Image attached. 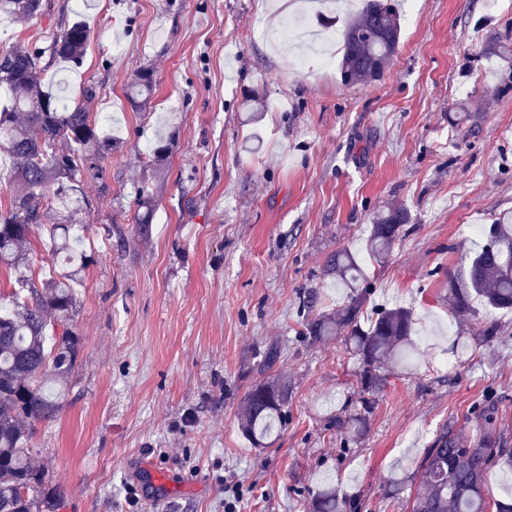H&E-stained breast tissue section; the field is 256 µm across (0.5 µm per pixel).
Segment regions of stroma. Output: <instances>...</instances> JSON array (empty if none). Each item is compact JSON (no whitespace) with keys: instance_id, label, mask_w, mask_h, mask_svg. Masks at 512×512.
Returning a JSON list of instances; mask_svg holds the SVG:
<instances>
[{"instance_id":"35a3bbf8","label":"stroma","mask_w":512,"mask_h":512,"mask_svg":"<svg viewBox=\"0 0 512 512\" xmlns=\"http://www.w3.org/2000/svg\"><path fill=\"white\" fill-rule=\"evenodd\" d=\"M42 6L24 22L0 15V51L47 47L83 20L92 36L80 64L55 62L44 85L106 116L112 139L102 172L81 175L90 261L75 366L63 408L31 441L59 512H224L232 496L236 512H311L328 484L358 512H407L387 490L443 426L468 430L489 403L512 448V313L475 298L457 315L441 300L477 248L466 225L512 216V92L500 91L512 62L497 53L512 44V0L494 11L487 0H402L397 54L383 78L359 84L334 66L299 71L295 45L258 30L305 11L345 17L363 0H300L291 11L273 0ZM145 73L152 95L132 105L128 88ZM457 112L467 120L452 122ZM164 144L167 161L154 164ZM146 183L158 192L144 228ZM394 204L410 222L371 262L372 219ZM344 249L368 276L365 316L396 305L415 316L413 369L386 371L354 442L331 421L358 408L362 361L343 337L303 334L346 298L327 274ZM264 376L287 378L288 419L256 448L238 409Z\"/></svg>"}]
</instances>
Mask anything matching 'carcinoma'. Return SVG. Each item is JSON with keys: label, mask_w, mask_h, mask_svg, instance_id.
<instances>
[{"label": "carcinoma", "mask_w": 512, "mask_h": 512, "mask_svg": "<svg viewBox=\"0 0 512 512\" xmlns=\"http://www.w3.org/2000/svg\"><path fill=\"white\" fill-rule=\"evenodd\" d=\"M42 0H0V14L18 21L37 15ZM401 18L392 0H365L362 10L343 22L341 74L344 82H369L382 76L396 54ZM91 39L90 28L75 20L56 33L48 46L17 45L0 52V89L9 104L0 108V148L13 159L10 178L14 192L0 211V266L14 272V290L8 308L0 306V512H58L60 503L48 472L30 462L35 423L52 419L61 407V393L51 378L68 374L75 362L77 334L73 324L78 287L71 275H52L35 282L23 262L22 248L32 227L48 226L50 247L69 260H87L76 249L79 235L70 225L90 211L81 171L103 169L111 145L99 136L96 123L83 103L59 104L44 89L42 76L58 59L78 62ZM138 223L152 221V190L141 189ZM409 213L393 205L378 214L366 239L368 255L386 259ZM336 284L349 289L347 301L331 314L305 324L313 340L345 338L363 360L362 392L372 394L382 385L381 369L402 367L414 350V318L403 306L381 308L368 327L360 322L366 292L355 255L342 250L328 265ZM477 295L493 310L512 313V221L491 225L486 242L469 258L467 273L448 276L444 302L456 314L470 311ZM288 382L265 379L256 383L243 405L242 430L259 446L275 424L283 422L288 407ZM362 413L336 418V430L348 435L363 432ZM478 433L468 437L443 426L430 448L416 463L411 480L393 481L389 495L410 488L409 512H512V499L490 501L487 477L498 462L512 457L493 430V408L477 416ZM312 512H354L358 505L334 487L317 490Z\"/></svg>", "instance_id": "obj_1"}]
</instances>
